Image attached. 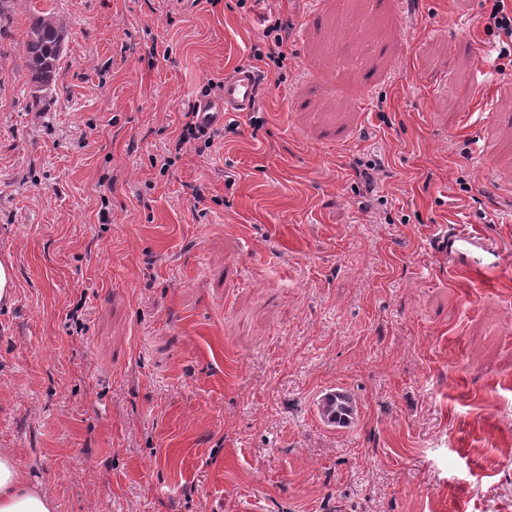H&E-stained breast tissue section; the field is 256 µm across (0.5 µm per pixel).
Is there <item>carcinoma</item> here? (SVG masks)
Returning <instances> with one entry per match:
<instances>
[{"mask_svg":"<svg viewBox=\"0 0 512 512\" xmlns=\"http://www.w3.org/2000/svg\"><path fill=\"white\" fill-rule=\"evenodd\" d=\"M66 27L52 12L34 17L26 32L24 48L29 82L31 107L39 108L56 91V71L64 54ZM321 420L329 425L347 426L355 415L351 398L342 391L326 394L317 402Z\"/></svg>","mask_w":512,"mask_h":512,"instance_id":"carcinoma-1","label":"carcinoma"}]
</instances>
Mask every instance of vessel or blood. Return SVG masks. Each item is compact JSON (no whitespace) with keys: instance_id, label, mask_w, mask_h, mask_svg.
<instances>
[{"instance_id":"vessel-or-blood-1","label":"vessel or blood","mask_w":512,"mask_h":512,"mask_svg":"<svg viewBox=\"0 0 512 512\" xmlns=\"http://www.w3.org/2000/svg\"><path fill=\"white\" fill-rule=\"evenodd\" d=\"M259 80L249 66H240L224 79L218 97L198 100L197 111L200 122L210 128L223 125L226 115L251 111L258 100ZM448 254L454 259L469 258L479 246L474 237L455 234L449 236Z\"/></svg>"}]
</instances>
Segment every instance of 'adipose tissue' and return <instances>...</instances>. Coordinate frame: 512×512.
Segmentation results:
<instances>
[{"instance_id":"ef3b65f1","label":"adipose tissue","mask_w":512,"mask_h":512,"mask_svg":"<svg viewBox=\"0 0 512 512\" xmlns=\"http://www.w3.org/2000/svg\"><path fill=\"white\" fill-rule=\"evenodd\" d=\"M53 499L28 479L16 457L0 455V512H55Z\"/></svg>"}]
</instances>
